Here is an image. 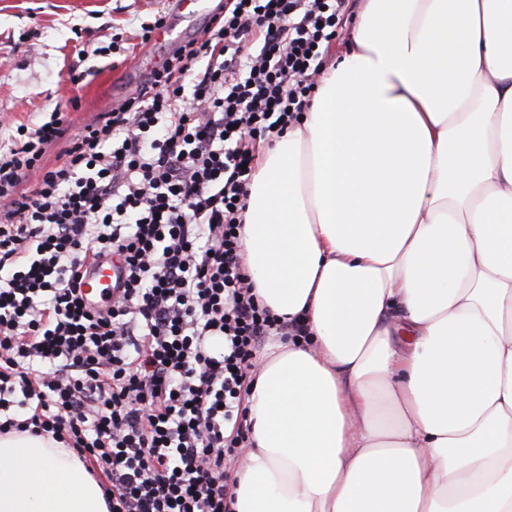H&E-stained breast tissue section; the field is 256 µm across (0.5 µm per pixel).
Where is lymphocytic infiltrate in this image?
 <instances>
[{"instance_id": "1", "label": "lymphocytic infiltrate", "mask_w": 512, "mask_h": 512, "mask_svg": "<svg viewBox=\"0 0 512 512\" xmlns=\"http://www.w3.org/2000/svg\"><path fill=\"white\" fill-rule=\"evenodd\" d=\"M349 0H224L120 107L0 141V433L48 435L109 512H232L271 314L240 255L250 168L307 108ZM60 151L52 167L43 159ZM124 270L94 310V265Z\"/></svg>"}]
</instances>
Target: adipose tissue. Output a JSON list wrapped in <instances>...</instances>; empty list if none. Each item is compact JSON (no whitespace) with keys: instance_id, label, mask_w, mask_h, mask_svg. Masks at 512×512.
I'll return each instance as SVG.
<instances>
[{"instance_id":"1","label":"adipose tissue","mask_w":512,"mask_h":512,"mask_svg":"<svg viewBox=\"0 0 512 512\" xmlns=\"http://www.w3.org/2000/svg\"><path fill=\"white\" fill-rule=\"evenodd\" d=\"M242 256L267 345L234 512H512V0H361L262 147ZM0 512H109L77 453L0 435Z\"/></svg>"}]
</instances>
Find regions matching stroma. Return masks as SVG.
<instances>
[{
    "label": "stroma",
    "mask_w": 512,
    "mask_h": 512,
    "mask_svg": "<svg viewBox=\"0 0 512 512\" xmlns=\"http://www.w3.org/2000/svg\"><path fill=\"white\" fill-rule=\"evenodd\" d=\"M165 0H0V118L34 125L77 99L75 124L113 109L112 83L137 54L141 22ZM122 46L104 54L112 38ZM79 66L86 77L72 83Z\"/></svg>",
    "instance_id": "stroma-1"
}]
</instances>
